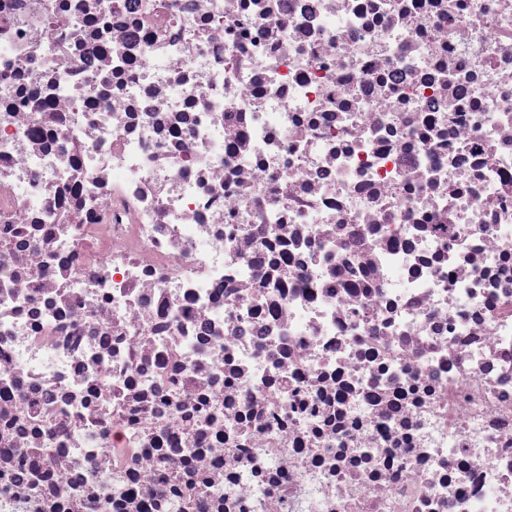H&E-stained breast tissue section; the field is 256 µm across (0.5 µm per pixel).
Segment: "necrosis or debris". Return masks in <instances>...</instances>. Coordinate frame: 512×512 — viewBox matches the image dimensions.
I'll return each instance as SVG.
<instances>
[{
    "label": "necrosis or debris",
    "instance_id": "necrosis-or-debris-1",
    "mask_svg": "<svg viewBox=\"0 0 512 512\" xmlns=\"http://www.w3.org/2000/svg\"><path fill=\"white\" fill-rule=\"evenodd\" d=\"M0 512H512V0H0Z\"/></svg>",
    "mask_w": 512,
    "mask_h": 512
}]
</instances>
